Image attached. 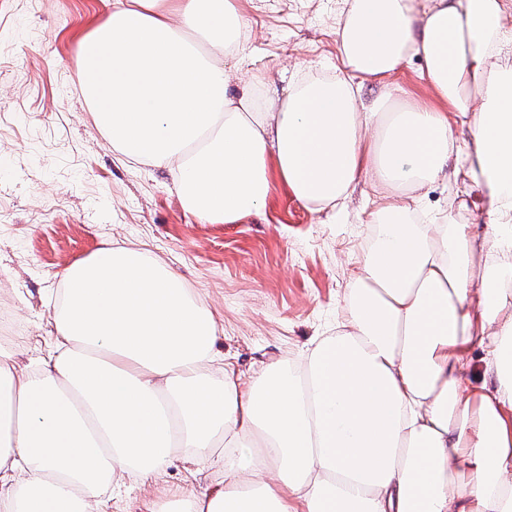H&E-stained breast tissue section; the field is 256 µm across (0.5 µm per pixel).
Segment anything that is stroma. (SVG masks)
Listing matches in <instances>:
<instances>
[{
  "label": "stroma",
  "instance_id": "35a3bbf8",
  "mask_svg": "<svg viewBox=\"0 0 512 512\" xmlns=\"http://www.w3.org/2000/svg\"><path fill=\"white\" fill-rule=\"evenodd\" d=\"M113 0H0V349L45 356L60 275L115 242L148 250L216 312L217 353L245 377L334 333L377 195L359 183L336 214L296 199L277 168L259 213L210 224L186 212L166 167L134 166L96 125L76 70L87 33ZM248 23L232 94H284L293 64L341 63L346 0H238ZM486 195L443 187L423 202L460 224L484 221Z\"/></svg>",
  "mask_w": 512,
  "mask_h": 512
}]
</instances>
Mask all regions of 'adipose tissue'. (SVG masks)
<instances>
[{
    "mask_svg": "<svg viewBox=\"0 0 512 512\" xmlns=\"http://www.w3.org/2000/svg\"><path fill=\"white\" fill-rule=\"evenodd\" d=\"M512 0H348L342 66L274 98L237 97V0H118L76 73L131 161L176 170L212 224L258 211L276 162L314 211L360 179L378 205L336 335L249 380L217 322L143 250L68 267L52 350L0 351V512H98L103 493L224 448V480L147 512H512ZM436 100L381 112L361 88L410 60ZM455 180L483 227L424 221L399 192Z\"/></svg>",
    "mask_w": 512,
    "mask_h": 512,
    "instance_id": "1",
    "label": "adipose tissue"
}]
</instances>
